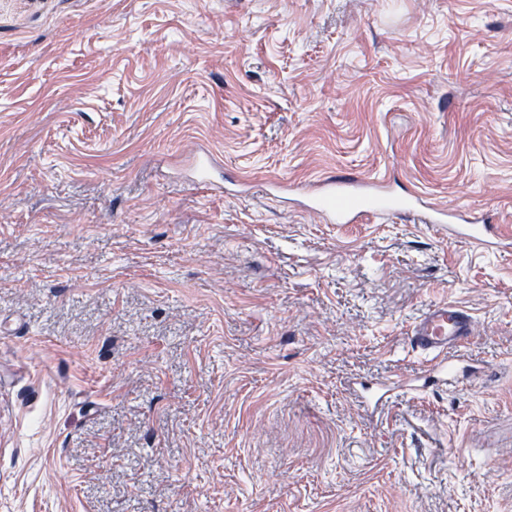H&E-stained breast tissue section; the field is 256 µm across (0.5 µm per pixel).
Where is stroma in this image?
<instances>
[{
	"label": "stroma",
	"instance_id": "1",
	"mask_svg": "<svg viewBox=\"0 0 512 512\" xmlns=\"http://www.w3.org/2000/svg\"><path fill=\"white\" fill-rule=\"evenodd\" d=\"M337 175L512 228V0H0V512H512V247ZM376 180L359 181L354 178L331 177L321 180L306 194L308 206L323 218L336 224H348L361 216L391 215L401 217L412 224H431L436 229H446L448 237L476 245L486 251L504 244L496 224H477L465 221L461 211L431 204L419 195L397 198L383 192ZM356 198L359 205L336 206V200ZM463 221L469 224H455ZM476 322L464 308L442 301L429 305L407 328L405 342L424 355L430 377L453 374L459 368L462 348L474 335Z\"/></svg>",
	"mask_w": 512,
	"mask_h": 512
}]
</instances>
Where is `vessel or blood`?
I'll return each instance as SVG.
<instances>
[{"label":"vessel or blood","mask_w":512,"mask_h":512,"mask_svg":"<svg viewBox=\"0 0 512 512\" xmlns=\"http://www.w3.org/2000/svg\"><path fill=\"white\" fill-rule=\"evenodd\" d=\"M309 207L331 223L347 224L367 215H391L413 224L447 229L450 238L484 250L504 243L497 225L463 222L459 210L442 208L411 195L398 198L381 190L375 180L331 177L306 194ZM476 322L464 308L442 301L429 305L407 328L405 341L427 359L429 374H453L462 362L461 350L475 332Z\"/></svg>","instance_id":"obj_1"}]
</instances>
